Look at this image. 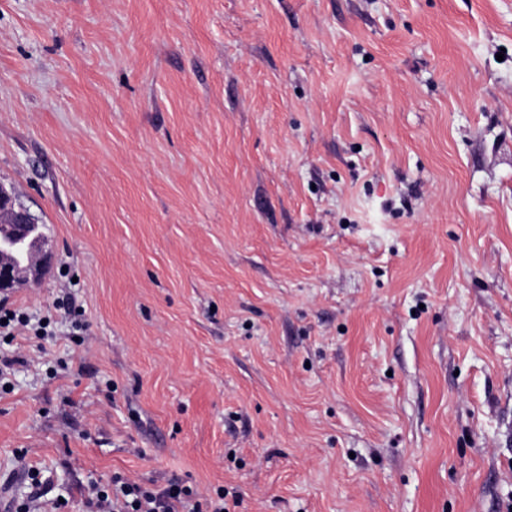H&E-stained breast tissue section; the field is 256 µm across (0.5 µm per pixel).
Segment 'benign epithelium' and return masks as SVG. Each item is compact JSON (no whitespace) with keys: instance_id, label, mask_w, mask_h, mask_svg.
<instances>
[{"instance_id":"benign-epithelium-1","label":"benign epithelium","mask_w":512,"mask_h":512,"mask_svg":"<svg viewBox=\"0 0 512 512\" xmlns=\"http://www.w3.org/2000/svg\"><path fill=\"white\" fill-rule=\"evenodd\" d=\"M0 293L21 284H36L51 259V253L38 246L30 249L36 227L34 215L15 203L12 191L0 183Z\"/></svg>"}]
</instances>
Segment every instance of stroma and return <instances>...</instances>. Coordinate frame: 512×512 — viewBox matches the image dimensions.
<instances>
[{"label":"stroma","mask_w":512,"mask_h":512,"mask_svg":"<svg viewBox=\"0 0 512 512\" xmlns=\"http://www.w3.org/2000/svg\"><path fill=\"white\" fill-rule=\"evenodd\" d=\"M0 182L16 499L512 503V0H0ZM0 293L9 292L21 284H37L52 255L40 243L30 251L32 233L36 227L34 215L17 205L12 191L0 183ZM30 251V252H29ZM7 320V323H4ZM28 325L27 317L16 309L8 307L7 299L0 301V335L4 339L10 338V341L16 336L15 332L19 331V327ZM229 491L217 490V499H196V493L182 480L170 479L150 486L119 475L107 484L91 483L84 498L85 512H230Z\"/></svg>","instance_id":"1"}]
</instances>
